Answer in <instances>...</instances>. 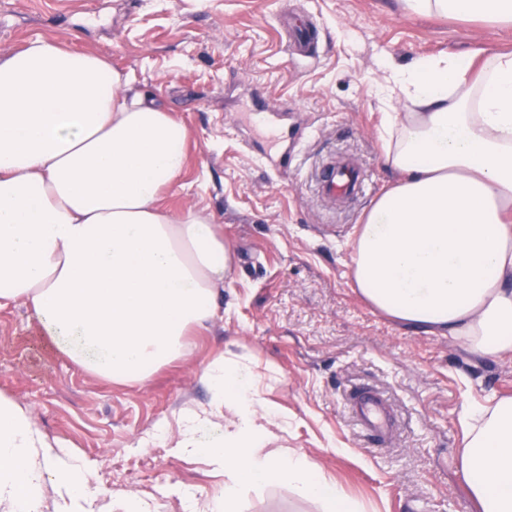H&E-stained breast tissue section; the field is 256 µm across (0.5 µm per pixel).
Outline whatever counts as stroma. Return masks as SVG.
Wrapping results in <instances>:
<instances>
[{
  "mask_svg": "<svg viewBox=\"0 0 512 512\" xmlns=\"http://www.w3.org/2000/svg\"><path fill=\"white\" fill-rule=\"evenodd\" d=\"M313 24L307 56L288 25ZM38 37L107 56L189 129L190 167L165 192L224 228L236 254L219 316L184 357L140 383L91 375L63 355L22 303L0 306V394L92 471L95 512L117 497L185 512L220 480L203 460L152 444L162 422L205 405L202 369L240 361L288 417L287 445L319 464L359 512H478L460 470L462 411L512 397V354L477 357L461 342L374 311L355 290L351 247L371 201L396 175L383 161L392 70L441 57L512 51V24L410 12L404 0H0V54ZM274 109L287 163L254 161L267 143L247 122ZM350 158L365 188L331 208L316 190L329 156ZM356 387L381 392L398 419L385 446L348 408ZM238 512H321L284 483L242 495Z\"/></svg>",
  "mask_w": 512,
  "mask_h": 512,
  "instance_id": "1",
  "label": "stroma"
}]
</instances>
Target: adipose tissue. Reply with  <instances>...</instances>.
I'll return each mask as SVG.
<instances>
[{
  "label": "adipose tissue",
  "instance_id": "ef3b65f1",
  "mask_svg": "<svg viewBox=\"0 0 512 512\" xmlns=\"http://www.w3.org/2000/svg\"><path fill=\"white\" fill-rule=\"evenodd\" d=\"M418 14L512 23V0H405ZM411 105L383 139L397 182L374 199L352 256L354 284L394 320L512 353V54L479 68L435 59L397 71ZM189 131L129 76L56 38L0 55V306L20 301L77 366L119 384L181 358L218 312L233 256L201 213L163 210L187 167ZM208 404L182 411L181 456L222 475L224 512L257 484L285 483L322 512H352L306 455L250 369L202 373ZM461 471L480 512H512V399L464 408ZM86 466L0 395V512H45L63 482L90 512Z\"/></svg>",
  "mask_w": 512,
  "mask_h": 512
}]
</instances>
